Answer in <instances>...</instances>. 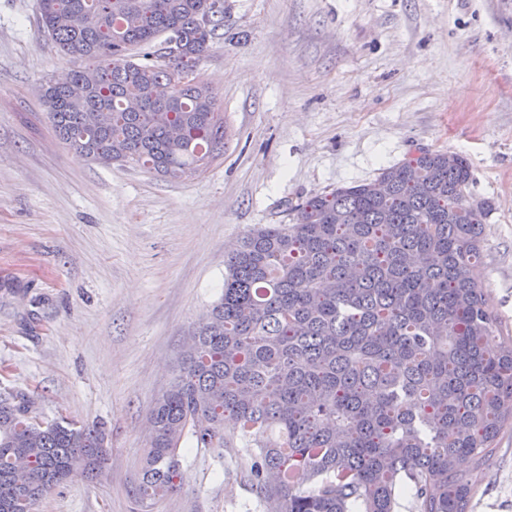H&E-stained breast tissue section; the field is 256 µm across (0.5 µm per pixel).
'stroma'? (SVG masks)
I'll list each match as a JSON object with an SVG mask.
<instances>
[{"instance_id": "stroma-1", "label": "stroma", "mask_w": 512, "mask_h": 512, "mask_svg": "<svg viewBox=\"0 0 512 512\" xmlns=\"http://www.w3.org/2000/svg\"><path fill=\"white\" fill-rule=\"evenodd\" d=\"M73 68L38 0H0V396L107 443L101 479L75 471L35 512H262L235 458L189 439L176 491L142 506L148 413L245 232L416 147L467 157L491 203L485 299L512 336V0H224L196 72L226 136L197 178L68 149L40 90ZM472 481L470 512H512V433Z\"/></svg>"}]
</instances>
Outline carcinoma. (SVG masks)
I'll list each match as a JSON object with an SVG mask.
<instances>
[{
  "mask_svg": "<svg viewBox=\"0 0 512 512\" xmlns=\"http://www.w3.org/2000/svg\"><path fill=\"white\" fill-rule=\"evenodd\" d=\"M61 53L91 63L41 100L57 135L105 167L171 178L204 171L224 116L193 71L224 27V0H39ZM374 183L289 207L292 224L247 232L224 291L154 403L136 488L171 493L185 437L246 453L236 475L263 512H468L470 471L512 430V336L498 335L480 271L490 211L466 205L471 168L418 147ZM105 435L0 398V512H34L79 468L98 474Z\"/></svg>",
  "mask_w": 512,
  "mask_h": 512,
  "instance_id": "cac0c4a2",
  "label": "carcinoma"
}]
</instances>
